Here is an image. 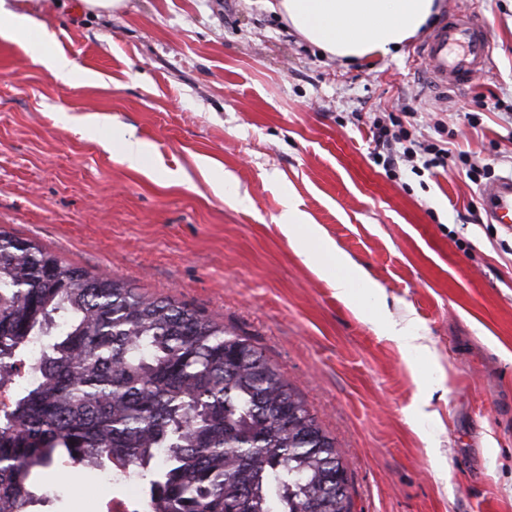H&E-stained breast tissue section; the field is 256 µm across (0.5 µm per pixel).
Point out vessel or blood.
I'll return each mask as SVG.
<instances>
[{"label": "vessel or blood", "instance_id": "vessel-or-blood-1", "mask_svg": "<svg viewBox=\"0 0 512 512\" xmlns=\"http://www.w3.org/2000/svg\"><path fill=\"white\" fill-rule=\"evenodd\" d=\"M419 53L433 96L447 98L469 86L492 56V42L483 16L475 11L451 14L423 41ZM491 221L512 223V176L500 178L483 191Z\"/></svg>", "mask_w": 512, "mask_h": 512}]
</instances>
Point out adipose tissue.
<instances>
[{
    "mask_svg": "<svg viewBox=\"0 0 512 512\" xmlns=\"http://www.w3.org/2000/svg\"><path fill=\"white\" fill-rule=\"evenodd\" d=\"M437 0H278L273 10L323 53L354 62L393 54L437 13ZM0 35L22 42L33 63L66 84L77 85L76 66L57 48L45 25L0 0ZM300 256L318 257L317 272L330 281L339 299L362 310L377 285L366 271L335 245L323 242L315 225L305 223L294 204L278 218Z\"/></svg>",
    "mask_w": 512,
    "mask_h": 512,
    "instance_id": "ef3b65f1",
    "label": "adipose tissue"
}]
</instances>
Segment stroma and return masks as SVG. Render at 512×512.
<instances>
[{"instance_id":"stroma-1","label":"stroma","mask_w":512,"mask_h":512,"mask_svg":"<svg viewBox=\"0 0 512 512\" xmlns=\"http://www.w3.org/2000/svg\"><path fill=\"white\" fill-rule=\"evenodd\" d=\"M20 1L94 81L64 84L0 37V228L249 337L335 438L353 512H512V229L487 221L465 170L386 171L370 129L410 99L429 140L471 112L452 151L511 174L492 105H512V0H441L435 23L478 11L493 45L489 73L444 104L423 89L420 34L348 64L267 0ZM129 136L149 146L142 170L120 161ZM290 198L378 305L353 312L297 253L277 222ZM390 321L430 357L383 338ZM44 481L45 512L112 494L81 470Z\"/></svg>"}]
</instances>
